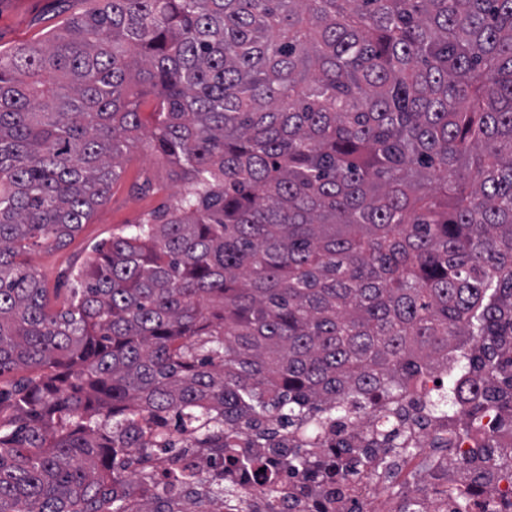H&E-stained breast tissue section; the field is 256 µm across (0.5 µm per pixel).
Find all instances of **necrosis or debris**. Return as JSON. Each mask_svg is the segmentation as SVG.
Here are the masks:
<instances>
[{
    "label": "necrosis or debris",
    "instance_id": "necrosis-or-debris-1",
    "mask_svg": "<svg viewBox=\"0 0 512 512\" xmlns=\"http://www.w3.org/2000/svg\"><path fill=\"white\" fill-rule=\"evenodd\" d=\"M481 357L476 344L448 354V368L458 373L455 408L467 435H457L431 412L429 400L441 392L445 370L430 371L423 389L410 391L390 410L416 447H429L438 433L448 441L445 452L431 454L427 466L417 468L415 454L366 443L349 414L338 415L326 424V441L361 448L359 474L345 473L333 482L311 474L284 477L289 512H412L409 498L416 487L423 490L421 512H455L462 500L470 512H512V471L482 474L487 457L512 450V389L473 384ZM460 459L466 460V468L457 467Z\"/></svg>",
    "mask_w": 512,
    "mask_h": 512
}]
</instances>
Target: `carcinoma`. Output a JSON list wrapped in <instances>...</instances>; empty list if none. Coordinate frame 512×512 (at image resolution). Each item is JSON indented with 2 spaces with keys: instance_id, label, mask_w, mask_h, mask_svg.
Here are the masks:
<instances>
[{
  "instance_id": "carcinoma-1",
  "label": "carcinoma",
  "mask_w": 512,
  "mask_h": 512,
  "mask_svg": "<svg viewBox=\"0 0 512 512\" xmlns=\"http://www.w3.org/2000/svg\"><path fill=\"white\" fill-rule=\"evenodd\" d=\"M0 51V512H226L462 343L512 384V0H94ZM155 101L150 119L144 98ZM149 138L174 206L51 312L27 248ZM160 448H194L180 464ZM142 468L126 472L131 450Z\"/></svg>"
}]
</instances>
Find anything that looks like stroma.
<instances>
[{
  "label": "stroma",
  "instance_id": "obj_1",
  "mask_svg": "<svg viewBox=\"0 0 512 512\" xmlns=\"http://www.w3.org/2000/svg\"><path fill=\"white\" fill-rule=\"evenodd\" d=\"M89 7V0H0V48L42 41ZM179 191L167 161L151 147H141L128 157L106 200L70 241L62 246L49 242L24 254V262L37 271L47 290L50 308L68 307L74 285L71 273L88 262L96 245L124 225L139 223L171 205Z\"/></svg>",
  "mask_w": 512,
  "mask_h": 512
}]
</instances>
